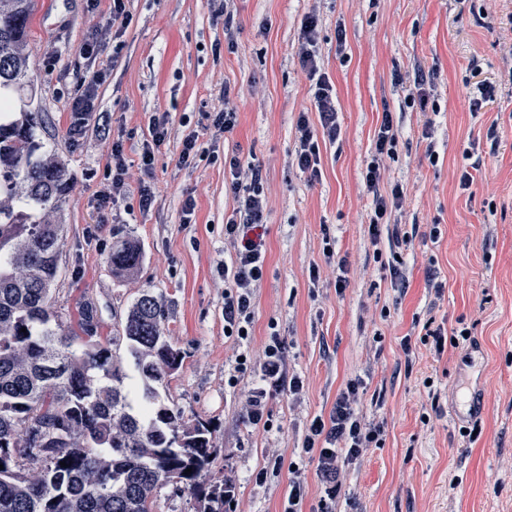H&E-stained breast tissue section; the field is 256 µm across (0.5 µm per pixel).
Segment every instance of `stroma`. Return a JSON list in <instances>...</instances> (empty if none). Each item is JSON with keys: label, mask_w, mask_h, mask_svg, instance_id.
Returning <instances> with one entry per match:
<instances>
[{"label": "stroma", "mask_w": 512, "mask_h": 512, "mask_svg": "<svg viewBox=\"0 0 512 512\" xmlns=\"http://www.w3.org/2000/svg\"><path fill=\"white\" fill-rule=\"evenodd\" d=\"M319 12V54L336 90L343 135L321 148L322 175L308 182L294 164L295 125L310 111V82L296 45L310 6ZM85 0H41L30 25L35 51L54 60L31 65L42 138L72 174L61 212L65 226L55 309L73 320L78 304L96 303L103 335H111L142 289L169 304L166 334L180 348L181 367L159 393L188 418L211 422L217 456L212 478L236 485L237 512H281L288 473L263 487L253 473L272 456L296 459L305 428L328 415L347 382L361 380L360 410L383 424L382 442L346 466L337 512H512V0H234L235 27L212 23L210 0H129L133 21L119 55L82 54ZM346 35L337 45V32ZM107 77L98 112L80 143L68 136V98L94 69ZM423 90L438 106L421 111ZM495 96L472 111L477 82ZM238 125L213 140V113L224 86ZM169 112V136L149 183L150 209L137 185L119 204V223L102 221L89 201L107 173V137L123 142L137 170L149 123ZM400 135L384 185L401 184L405 200L391 221L415 234L403 258L404 283L385 264L397 251L389 234L372 244L370 199L362 182L383 112ZM432 138H424L425 126ZM496 140H489V127ZM208 148L193 167L179 164L187 135ZM240 148L265 174L269 214L264 226L266 271L256 295L249 353L259 359L269 320L288 345L287 372L300 376L299 397L276 394L268 409L274 431L251 425L242 403L259 380L224 384L240 352L224 335V217L233 208L224 188V150ZM437 162H430L429 153ZM479 163L471 192L458 188L463 167ZM194 198L191 223L181 206ZM442 236L431 241L432 225ZM348 260L347 283L323 256V237ZM138 241L137 272L113 276L117 241ZM318 267L310 281V267ZM434 271L442 292L426 281ZM447 331L466 325L471 342L436 352L418 336L428 319ZM410 349H403L404 337ZM478 429L469 438V429Z\"/></svg>", "instance_id": "35a3bbf8"}]
</instances>
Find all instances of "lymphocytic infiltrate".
<instances>
[{
	"instance_id": "1",
	"label": "lymphocytic infiltrate",
	"mask_w": 512,
	"mask_h": 512,
	"mask_svg": "<svg viewBox=\"0 0 512 512\" xmlns=\"http://www.w3.org/2000/svg\"><path fill=\"white\" fill-rule=\"evenodd\" d=\"M127 0H112V17L103 20L98 12V0H88L86 25L90 38L82 52L89 58L97 57L105 49L120 51L119 39L133 21ZM318 21L316 12H308L301 26L296 55L302 70L311 82L313 113H300L295 131V161L299 170L309 180L321 175L320 145L336 143L341 138L338 122L336 95L328 75L319 65ZM105 78L104 71H95L88 79L81 94L68 102L70 125L68 135L79 141L92 112L97 111V88ZM169 115L162 112L151 119L149 137L142 143L140 170L145 179L138 187L140 209H149L154 192L146 178L151 175L156 156L169 134ZM399 128L391 112H384L376 133L375 150L365 164L363 184L371 198L369 234L379 240L381 228L388 214L400 209L404 199L401 185L381 191L385 163L393 157L398 143ZM108 182L95 194L94 205L98 211L118 204L129 191V168L122 141H113L110 149ZM261 164L243 157L239 151L224 155V187L231 194L233 209L224 220V334L235 338L241 352L226 375L229 387H236L251 368H258L260 382L251 388L244 412L248 421L271 432L273 424L267 410V400L278 393L297 395L303 389L299 376L286 372L287 347L276 323H269L259 364H252L247 348L251 342L255 321V297L264 278L266 256L255 231L262 226L268 213V198ZM358 381L349 382L341 390L328 416H315L306 426L300 453L315 463L322 482L319 512H336L340 493L339 477L345 466L356 461L372 444L378 443L383 433L381 426L366 420L357 410L359 401Z\"/></svg>"
}]
</instances>
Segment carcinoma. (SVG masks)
Segmentation results:
<instances>
[{
	"label": "carcinoma",
	"instance_id": "1",
	"mask_svg": "<svg viewBox=\"0 0 512 512\" xmlns=\"http://www.w3.org/2000/svg\"><path fill=\"white\" fill-rule=\"evenodd\" d=\"M35 6L0 0V200L13 201L0 203V512H155L163 485L203 512H224V484L207 477L214 429L159 400L156 385L182 364L165 336L163 295L142 290L112 337L101 335L91 301L67 326L55 311L64 232L55 217L71 174L45 149L28 95ZM141 259L137 241L119 242L112 274L135 273ZM129 361L142 383L140 413L124 391Z\"/></svg>",
	"mask_w": 512,
	"mask_h": 512
}]
</instances>
